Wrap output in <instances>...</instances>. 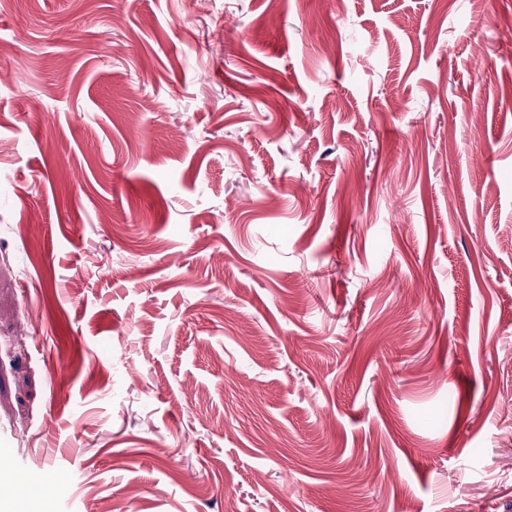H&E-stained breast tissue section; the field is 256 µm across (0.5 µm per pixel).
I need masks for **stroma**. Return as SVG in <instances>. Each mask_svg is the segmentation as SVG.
I'll use <instances>...</instances> for the list:
<instances>
[{
  "label": "stroma",
  "instance_id": "35a3bbf8",
  "mask_svg": "<svg viewBox=\"0 0 512 512\" xmlns=\"http://www.w3.org/2000/svg\"><path fill=\"white\" fill-rule=\"evenodd\" d=\"M0 42L31 512H512V0H0Z\"/></svg>",
  "mask_w": 512,
  "mask_h": 512
}]
</instances>
